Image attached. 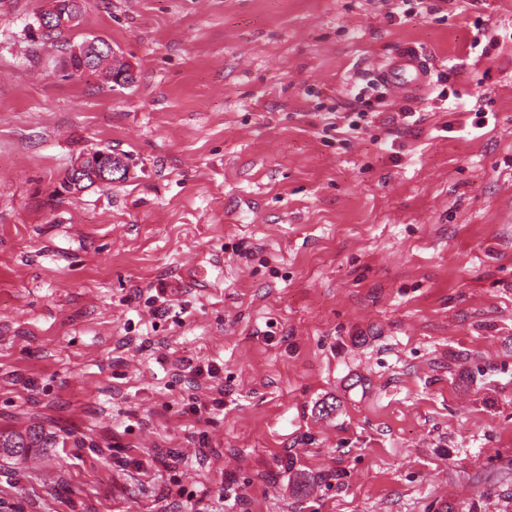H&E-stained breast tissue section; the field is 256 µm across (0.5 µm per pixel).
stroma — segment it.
I'll use <instances>...</instances> for the list:
<instances>
[{
    "mask_svg": "<svg viewBox=\"0 0 512 512\" xmlns=\"http://www.w3.org/2000/svg\"><path fill=\"white\" fill-rule=\"evenodd\" d=\"M432 2L85 0L50 44L0 0V433L48 440L0 449V512H512V0ZM93 37L133 83L72 71ZM404 43L447 101L330 130ZM96 150L129 175L68 189ZM192 375L189 383L196 389H201L203 385L209 386L208 389L217 390L220 397H211L209 400L200 401L197 397H191V402L187 404L186 413L188 415L200 418L203 414H212L224 408V386L210 384L220 380L221 369L216 362L206 365L189 366ZM187 368V369H189ZM0 437V447L10 448L12 453L22 454L28 448H44L47 445V440L43 437L42 431L33 430L23 435H6Z\"/></svg>",
    "mask_w": 512,
    "mask_h": 512,
    "instance_id": "35a3bbf8",
    "label": "stroma"
}]
</instances>
